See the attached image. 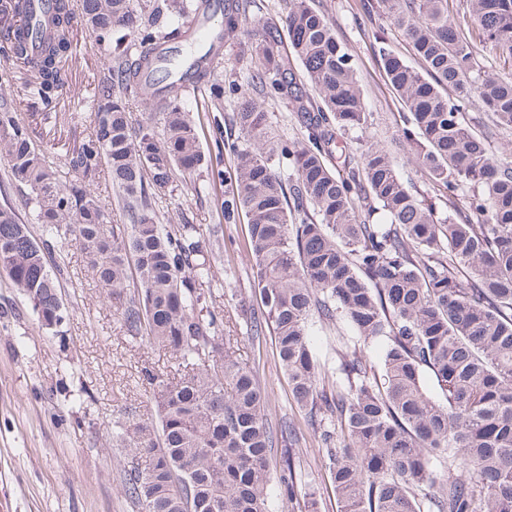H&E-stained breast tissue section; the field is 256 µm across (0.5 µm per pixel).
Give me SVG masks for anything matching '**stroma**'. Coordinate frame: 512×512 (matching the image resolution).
<instances>
[{"label": "stroma", "instance_id": "1", "mask_svg": "<svg viewBox=\"0 0 512 512\" xmlns=\"http://www.w3.org/2000/svg\"><path fill=\"white\" fill-rule=\"evenodd\" d=\"M316 4L351 53L371 114L368 126L346 133L344 142L392 149L402 177L412 181L418 194L430 193L425 177L394 147L405 109L375 60V27L360 0ZM76 39L78 53L65 68L66 86L56 107L59 120L40 142L57 166L74 136L89 130L101 68L94 36L81 26ZM175 183L173 195L155 203L160 222L185 220L214 230L219 242L213 252L217 306H226L228 295L250 294V270L242 252L247 226L215 221L223 182L203 168L193 178L177 175ZM198 183L203 192L195 191ZM65 266L60 286L69 316L55 332L41 327L28 301L0 276V512H132L122 492L130 455L113 439L112 425L129 406L138 414H153L139 383L141 371H171L175 364L166 351L129 335L77 247L66 248ZM239 348L243 358L260 365L273 420L303 423L288 382L274 365L271 339L258 345L243 339ZM299 475L303 486L318 488L322 512H336L321 451L309 450Z\"/></svg>", "mask_w": 512, "mask_h": 512}]
</instances>
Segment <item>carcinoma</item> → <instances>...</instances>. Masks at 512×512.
I'll use <instances>...</instances> for the list:
<instances>
[{"label": "carcinoma", "instance_id": "carcinoma-1", "mask_svg": "<svg viewBox=\"0 0 512 512\" xmlns=\"http://www.w3.org/2000/svg\"><path fill=\"white\" fill-rule=\"evenodd\" d=\"M363 0L386 16L421 61L416 70L377 35L378 61L407 110L398 143L441 200L414 194L383 146L333 147L368 125L351 54L313 0H289V45L276 24L246 28L256 0H224L220 21L194 26L210 0H82V21L103 53L93 128L54 167L36 148L44 132L22 121L0 75V151L23 188L41 239L9 200L0 205V274L47 330L67 316L49 254L77 246L133 337L162 347L173 374L145 369L155 416L137 411L112 427L132 455L122 491L142 512H268L278 498L303 500L301 458L325 451L337 512H512V73L481 64L512 61V0ZM72 0H0V51L24 75L22 95L55 108L73 55ZM135 35L125 43L123 32ZM187 41L184 55L163 45ZM246 43L258 96L297 114L301 139L274 141L269 114L248 95L232 116L238 136L215 140L224 178L219 218L247 224L254 294L235 296L239 326L259 342L274 335L276 362L311 434L273 421L259 367L239 354L213 306L214 266L199 224H162L152 200L175 174L203 167L197 124L185 109L192 77L203 109L221 110L213 59ZM300 62L304 80L290 58ZM152 116L132 123L134 100ZM489 123L476 132L463 109ZM289 161L275 170L272 158ZM107 171L130 223L114 224L92 190ZM347 324L332 363L311 343L316 325ZM384 344L373 363L362 344ZM288 447L277 454L280 446Z\"/></svg>", "mask_w": 512, "mask_h": 512}]
</instances>
